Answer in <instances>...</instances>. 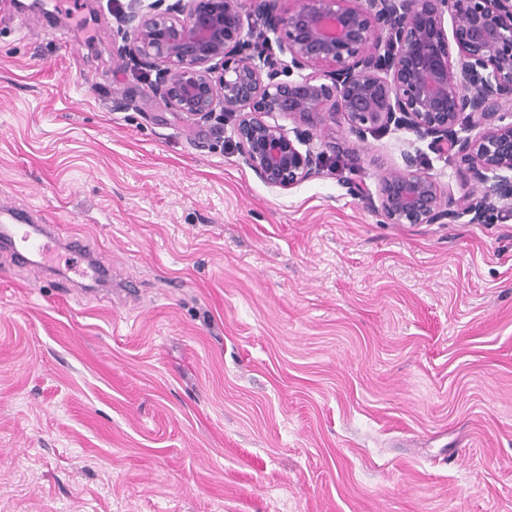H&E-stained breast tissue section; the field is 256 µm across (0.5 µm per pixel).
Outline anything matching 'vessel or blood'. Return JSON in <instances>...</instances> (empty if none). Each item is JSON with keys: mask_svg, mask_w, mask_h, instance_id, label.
<instances>
[{"mask_svg": "<svg viewBox=\"0 0 512 512\" xmlns=\"http://www.w3.org/2000/svg\"><path fill=\"white\" fill-rule=\"evenodd\" d=\"M60 242L66 243L85 263L88 277L111 287V267L100 264L87 250L84 240L62 239L59 225L45 223L31 212L8 204L0 206V247L8 249L17 267H28L33 256L45 254Z\"/></svg>", "mask_w": 512, "mask_h": 512, "instance_id": "1", "label": "vessel or blood"}]
</instances>
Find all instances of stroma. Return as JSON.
Wrapping results in <instances>:
<instances>
[{
  "label": "stroma",
  "mask_w": 512,
  "mask_h": 512,
  "mask_svg": "<svg viewBox=\"0 0 512 512\" xmlns=\"http://www.w3.org/2000/svg\"><path fill=\"white\" fill-rule=\"evenodd\" d=\"M79 2L0 0V202L112 266L0 255V512H512V217L386 223L409 156L477 196L407 129L269 186Z\"/></svg>",
  "instance_id": "1"
}]
</instances>
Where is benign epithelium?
Returning a JSON list of instances; mask_svg holds the SVG:
<instances>
[{
  "label": "benign epithelium",
  "mask_w": 512,
  "mask_h": 512,
  "mask_svg": "<svg viewBox=\"0 0 512 512\" xmlns=\"http://www.w3.org/2000/svg\"><path fill=\"white\" fill-rule=\"evenodd\" d=\"M277 2L158 0L144 9L130 0L121 52L159 68L162 97L175 111L201 122L239 115L243 159L272 187L288 189L326 163L268 118L284 116L309 137H328L342 121L360 137L394 126L460 156L481 196L463 208L443 201L436 179L409 158L379 180L389 223L512 214V0H292L285 14ZM249 5L265 22L257 35L245 28ZM278 51L298 79H280ZM473 129L478 135H466Z\"/></svg>",
  "instance_id": "obj_1"
}]
</instances>
